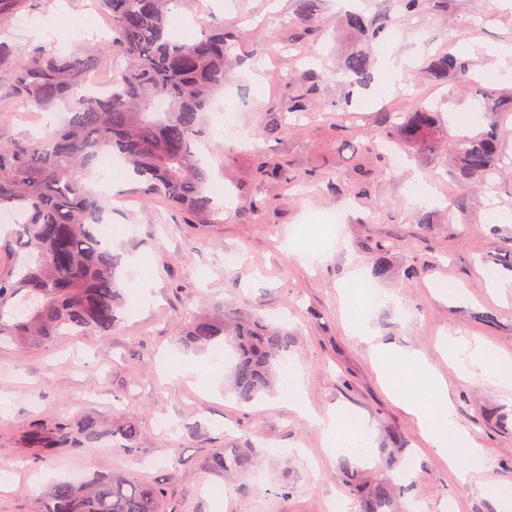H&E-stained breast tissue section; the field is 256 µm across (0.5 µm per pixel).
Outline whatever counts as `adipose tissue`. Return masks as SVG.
I'll use <instances>...</instances> for the list:
<instances>
[{
  "label": "adipose tissue",
  "mask_w": 512,
  "mask_h": 512,
  "mask_svg": "<svg viewBox=\"0 0 512 512\" xmlns=\"http://www.w3.org/2000/svg\"><path fill=\"white\" fill-rule=\"evenodd\" d=\"M449 352L459 375L512 390V358L488 345L463 338L452 340ZM383 386L419 423L427 443L446 456L451 467L478 472L486 463L484 449L473 446L467 432L453 418L448 386L440 373L420 354L390 345L373 352ZM310 421L329 438L333 453L372 457V430L356 416L310 414Z\"/></svg>",
  "instance_id": "1"
}]
</instances>
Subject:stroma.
Wrapping results in <instances>:
<instances>
[{"instance_id":"obj_1","label":"stroma","mask_w":512,"mask_h":512,"mask_svg":"<svg viewBox=\"0 0 512 512\" xmlns=\"http://www.w3.org/2000/svg\"><path fill=\"white\" fill-rule=\"evenodd\" d=\"M93 0H50L18 15L10 45L20 52L44 45L40 29L50 21L71 28L53 45L67 50L81 42L97 47L109 39L104 22L84 26ZM297 0H187L169 21L172 38L193 37L220 22L251 33L244 64L230 69L224 88L206 114L211 151L209 191L225 196L224 221L189 224L178 207L144 202L136 182L126 179L92 185L105 201L113 228L112 250L121 258L119 281L125 299L139 295V268L151 273L150 305L125 311L112 335L63 336L47 347L0 345V471L11 473L0 491V512H34L37 498L53 483L120 474L161 487L174 512H328L332 500L346 498L341 458L329 453L328 440L308 419L289 407L284 388L257 402L242 404L214 374L209 355L184 352L176 336L192 313L220 304L228 311H251L288 327L294 341L278 368L302 374L303 391L318 414L351 410L373 430L372 446L381 448L385 430L408 440L414 465L404 480V501L422 503L426 512H499L483 487L512 483V391L462 379L445 353V341L465 336L512 356V270L502 265L512 250V169L493 187L475 186L468 199L451 193L453 177L444 144L407 148L398 170L376 176L364 199L336 195V180H349L355 155L336 145V115L330 105L348 91L331 78L310 116L288 121L282 134L263 129L272 106L287 102L288 79L309 70L335 69L352 44L337 33L335 0H324L319 41L289 44L298 24ZM512 44V0H425L410 18H398L390 36L371 48L374 80L355 100L352 111L359 140L378 137L382 113L409 102L440 103L443 118L475 115L468 127L475 136L496 117L481 109L475 87L423 74L425 59L445 49L471 61L475 76L491 73L490 89H512V68L499 63L496 48ZM237 126L238 139L226 138L224 121ZM293 171L286 185L273 170ZM432 186L429 211L434 221H417L419 205L406 193L415 175ZM497 223L485 219L487 206ZM345 207V223L326 218ZM320 231L329 249L322 261L307 264L283 247L287 233L308 239ZM391 245L387 275L375 277L378 243ZM229 251L243 262L224 265ZM494 267L486 278L485 267ZM372 284L388 301L372 309L373 341L420 353L443 375L455 418L474 443L484 448L483 472L460 479L447 459L424 442L413 415L382 388L366 341L343 315L342 291L352 272ZM447 279L460 286L452 297L433 284ZM194 363L190 382L171 383L164 362ZM95 417L104 426L135 422L139 436L133 452L114 448L111 437L80 447L60 448L40 464L29 460L24 440L29 425L58 419ZM175 429L156 430L157 417ZM279 448L276 456L268 448ZM234 453L251 449L266 486L251 475L224 476L211 471V449ZM285 484L277 495L272 485Z\"/></svg>"}]
</instances>
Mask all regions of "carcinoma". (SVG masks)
Listing matches in <instances>:
<instances>
[{
  "label": "carcinoma",
  "instance_id": "carcinoma-1",
  "mask_svg": "<svg viewBox=\"0 0 512 512\" xmlns=\"http://www.w3.org/2000/svg\"><path fill=\"white\" fill-rule=\"evenodd\" d=\"M112 38L93 48L75 44L68 52L41 47L19 55L0 42V208L20 215L0 241V250L16 254L14 264L0 271V342L46 346L60 336H108L121 321L122 291L118 258L97 231L103 201L89 185L94 166L105 156L120 158L138 180L144 201L164 198L182 208L192 224H221V207L207 192L209 172L201 152L205 111L235 56L244 35L220 24L192 42L169 37L172 0H97ZM302 26L292 42H303L319 31L321 0H297ZM44 0H0V34L15 15ZM342 29L354 39L373 43L391 30L388 13L346 16ZM117 57L111 90L104 96L85 92L91 79ZM338 71L353 77L352 86L373 81L372 60L361 48L341 57ZM427 74L463 83L473 82L468 60L445 50L430 56ZM329 75L305 73L289 83L288 105L276 111L311 112ZM483 107L512 116V93L483 92ZM59 106L67 117L56 129L33 139L7 134L15 108L46 112ZM383 142L369 139L356 146L357 180L336 183V193L368 195L369 180L383 171L386 144L448 142V155L459 178L455 194L463 199L472 180L492 179L508 167L501 131L490 128L478 136L452 135L441 125L430 103L407 105L402 120L384 113ZM179 343L187 351L224 348L231 352L229 389L241 403L251 404L278 385V363L292 346L288 330L267 325L250 315L227 316L217 307L193 316L182 328ZM105 434L133 451L138 425L123 422L109 428L94 417L80 422L56 420L27 431L26 443L37 450L34 461L56 448L93 442ZM406 439L390 431L379 449L382 465L366 477L350 458L340 468L351 475L348 493L357 512H403L400 487L393 473L401 469ZM216 473L247 474L255 466L248 452H213ZM35 512H168L164 492L127 476H96L81 482L54 484L36 502Z\"/></svg>",
  "mask_w": 512,
  "mask_h": 512
}]
</instances>
